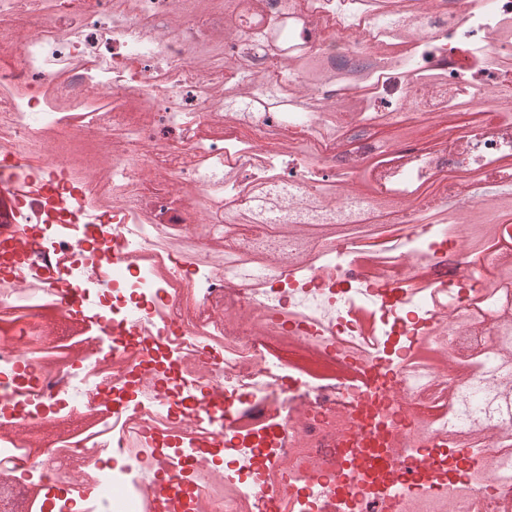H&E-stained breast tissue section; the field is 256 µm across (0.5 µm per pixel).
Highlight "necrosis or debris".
Returning a JSON list of instances; mask_svg holds the SVG:
<instances>
[{"label":"necrosis or debris","mask_w":512,"mask_h":512,"mask_svg":"<svg viewBox=\"0 0 512 512\" xmlns=\"http://www.w3.org/2000/svg\"><path fill=\"white\" fill-rule=\"evenodd\" d=\"M279 2L261 0V14L288 20L328 72L324 108L284 89L280 110L228 119V69L192 67L227 13L39 0L22 29L18 0H0V193L12 213L0 223L12 257L0 273V491L17 512H43L50 484L52 512H158L176 484L196 512H512V479L481 476L497 442L460 444L468 418L448 387L464 374L469 418L483 414L448 315L493 349L512 258L495 239L483 259L464 256L461 226L426 221L417 194L436 182L444 199L512 224L487 189L512 184V0H290L285 17ZM409 10L411 32L395 30ZM224 53L263 75L274 44ZM386 112L440 118L442 134L377 164L358 129ZM357 176L376 192L356 195L347 221H386L385 237L318 236L304 261L252 271L193 236L252 207L254 184L307 194ZM448 263L456 278L436 279ZM92 313L110 335L88 333ZM200 399L214 407L203 420ZM228 417L227 464L175 472V449L223 437ZM369 435L386 459L413 453L422 485L360 473L344 444ZM39 450L48 463L34 475ZM434 455L442 470H426Z\"/></svg>","instance_id":"1"}]
</instances>
